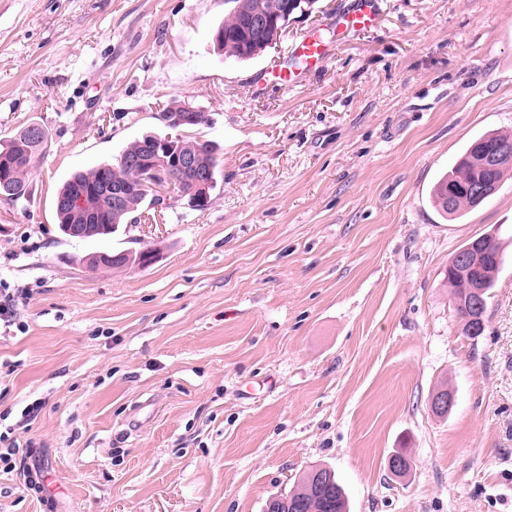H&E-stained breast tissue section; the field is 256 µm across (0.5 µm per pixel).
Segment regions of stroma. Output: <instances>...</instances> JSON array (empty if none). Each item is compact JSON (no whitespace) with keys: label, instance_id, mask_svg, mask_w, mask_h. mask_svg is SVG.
I'll use <instances>...</instances> for the list:
<instances>
[{"label":"stroma","instance_id":"35a3bbf8","mask_svg":"<svg viewBox=\"0 0 512 512\" xmlns=\"http://www.w3.org/2000/svg\"><path fill=\"white\" fill-rule=\"evenodd\" d=\"M343 3L318 0L238 62L213 50L226 0H0V140L49 134L30 198L0 201V286L19 291L0 323L18 447L0 512H44L25 483L34 448L61 512H264L315 466L350 512H512V179L457 219L430 203L472 139L512 130V0H381L378 27L302 85L253 93ZM173 100L220 147L207 209L61 236L62 183L161 132ZM490 231L505 262L473 340L443 278ZM146 247L160 254L145 267L85 263ZM443 385L455 405L439 417Z\"/></svg>","mask_w":512,"mask_h":512}]
</instances>
